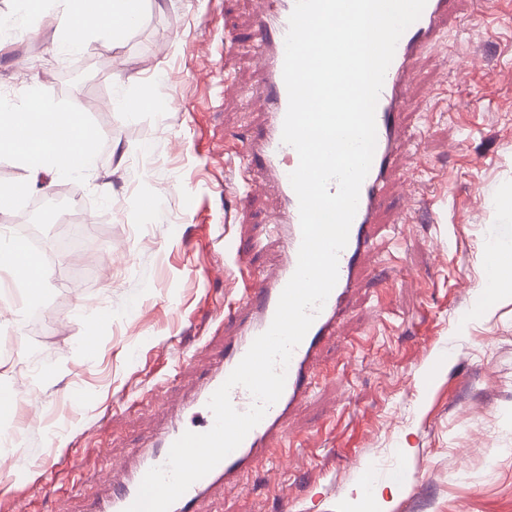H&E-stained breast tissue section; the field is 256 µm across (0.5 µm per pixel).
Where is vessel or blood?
I'll return each instance as SVG.
<instances>
[{"label": "vessel or blood", "instance_id": "b4317fda", "mask_svg": "<svg viewBox=\"0 0 512 512\" xmlns=\"http://www.w3.org/2000/svg\"><path fill=\"white\" fill-rule=\"evenodd\" d=\"M461 2L427 0L420 18L403 33L397 44L376 107L377 138L373 162L361 185L348 243L339 255L338 281L292 354L280 399L267 409L262 421L231 454L188 488L170 512H192L196 502L233 484L240 473L256 461L288 454L291 445L288 415L314 390L315 360L321 347L342 333L354 286L374 245L373 226L384 197L390 186L403 179L398 159L405 144L403 118L415 65L437 47L449 17L458 14ZM294 6L295 0H257L254 22L262 38L257 45L256 63L263 73L264 85L253 106L263 112L264 125L237 152L246 173V194L253 195L270 187L280 199L279 215L270 224L269 232L283 244L282 259L271 272L248 275L240 298L229 303L224 311V318L231 322L233 331L224 339L223 353L215 357L208 375L182 414L167 423L151 447L136 453L125 465L120 479L109 480L108 490L97 499L93 512H125L135 500L145 473L165 464L172 444L184 432L203 433L212 427L214 419L209 416L207 406L211 395L238 365L253 340L269 328L279 297L296 270L301 228L298 198L289 175L297 168L299 157L292 146L282 141L288 107L283 79L285 37Z\"/></svg>", "mask_w": 512, "mask_h": 512}]
</instances>
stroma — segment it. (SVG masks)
Returning a JSON list of instances; mask_svg holds the SVG:
<instances>
[{
  "label": "stroma",
  "instance_id": "1",
  "mask_svg": "<svg viewBox=\"0 0 512 512\" xmlns=\"http://www.w3.org/2000/svg\"><path fill=\"white\" fill-rule=\"evenodd\" d=\"M462 10L416 67L405 123L422 158L403 157L410 187L388 191L343 334L322 348V377L290 417L301 447L197 512H353L366 469L397 484L389 512H512V284L473 312L489 249L512 252V0ZM254 12L255 0H144L118 44L101 33L62 53L50 20L32 18L0 47V97L19 103L32 88L65 110L82 102L100 158L46 177L89 220L95 248L55 260L58 222L42 224L55 276L34 302L39 333L29 309L0 308V332L19 338L0 355V384L41 371L20 453L56 463L50 480L38 469L21 483L0 477V512L22 493L34 512H89L108 462L147 447L160 410L185 404L223 349L214 318L235 298L239 268L278 264L281 245L265 234L277 198L245 197L224 166L225 148L264 121L252 105ZM143 94L152 109L118 110ZM228 239L239 265L225 262ZM154 387L156 399L141 400Z\"/></svg>",
  "mask_w": 512,
  "mask_h": 512
}]
</instances>
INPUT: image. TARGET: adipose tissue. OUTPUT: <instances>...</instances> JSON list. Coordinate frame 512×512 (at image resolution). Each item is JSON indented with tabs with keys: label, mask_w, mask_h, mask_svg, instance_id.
Masks as SVG:
<instances>
[{
	"label": "adipose tissue",
	"mask_w": 512,
	"mask_h": 512,
	"mask_svg": "<svg viewBox=\"0 0 512 512\" xmlns=\"http://www.w3.org/2000/svg\"><path fill=\"white\" fill-rule=\"evenodd\" d=\"M54 20L68 52L84 49L101 29L112 42H121L137 23L129 0H67L66 9ZM97 140L84 113L61 110L36 91H29L19 105L0 98V156L27 171L21 182L0 186V204H13L32 192L42 173L61 176L93 169ZM65 146L77 152L76 161L67 166L59 161Z\"/></svg>",
	"instance_id": "ef3b65f1"
}]
</instances>
